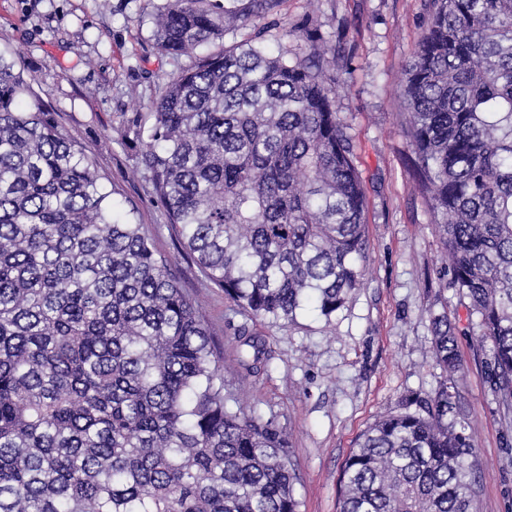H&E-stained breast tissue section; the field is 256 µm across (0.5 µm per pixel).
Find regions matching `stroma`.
Segmentation results:
<instances>
[{"label":"stroma","mask_w":512,"mask_h":512,"mask_svg":"<svg viewBox=\"0 0 512 512\" xmlns=\"http://www.w3.org/2000/svg\"><path fill=\"white\" fill-rule=\"evenodd\" d=\"M271 35L302 47L308 23L322 39L343 38L349 54L337 75L342 116L366 195L365 276L333 321L317 313L283 327L238 313L202 276L166 224L138 152L120 132L148 111L159 85L192 65L190 55L158 53L144 0H0V54L31 80L43 104L98 156L137 211L156 248L169 254L224 355V391L245 412L272 420L288 437L300 512H339L345 461L358 435L402 397L432 395L440 381L430 353V312L460 331L464 365L455 391L474 427L477 512H512V410L485 377L488 349L469 327L454 289L440 280V243L412 177L402 132L403 69L427 26L425 0H283ZM272 351L260 374L242 376L239 328Z\"/></svg>","instance_id":"stroma-1"}]
</instances>
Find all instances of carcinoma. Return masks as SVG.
I'll use <instances>...</instances> for the list:
<instances>
[{"label": "carcinoma", "mask_w": 512, "mask_h": 512, "mask_svg": "<svg viewBox=\"0 0 512 512\" xmlns=\"http://www.w3.org/2000/svg\"><path fill=\"white\" fill-rule=\"evenodd\" d=\"M282 0H165L153 40L208 51L124 137L179 243L239 312L326 322L364 277L365 194L336 100L341 46L267 41ZM404 68L413 178L441 270L512 408V0H428ZM246 32L241 41L225 37ZM94 153L0 55V512H299L289 443L228 406L219 355L174 261L121 210ZM439 387L374 420L340 512H473L455 326L430 313ZM248 375L265 341L241 329Z\"/></svg>", "instance_id": "cac0c4a2"}]
</instances>
